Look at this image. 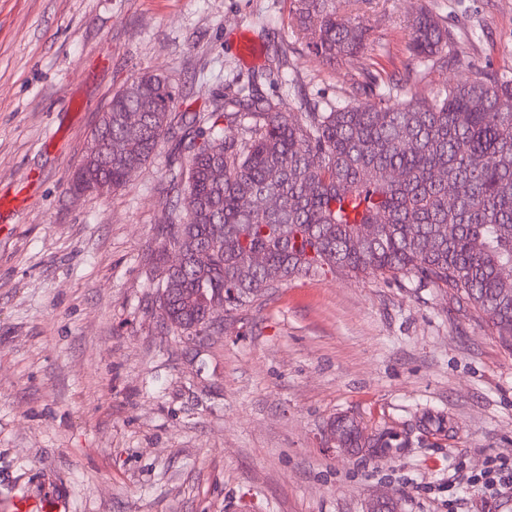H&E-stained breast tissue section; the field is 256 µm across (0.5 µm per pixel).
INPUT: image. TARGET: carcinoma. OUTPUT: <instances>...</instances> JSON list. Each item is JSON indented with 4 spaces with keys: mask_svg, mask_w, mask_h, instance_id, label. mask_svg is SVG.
<instances>
[{
    "mask_svg": "<svg viewBox=\"0 0 512 512\" xmlns=\"http://www.w3.org/2000/svg\"><path fill=\"white\" fill-rule=\"evenodd\" d=\"M292 15L312 57L383 92L290 111L251 83L178 112L166 80L141 73L112 95L73 187L121 188L173 138L164 191L185 206L162 226L156 302L182 338L292 278L366 274L447 292L512 348V77L485 66L395 100L396 86L372 75L366 29L336 0H293ZM409 29L407 80L448 67L456 37L430 8ZM226 125L238 136H224ZM172 252L186 264L168 263ZM330 428L338 447L372 457L402 447L397 434L368 435L345 415Z\"/></svg>",
    "mask_w": 512,
    "mask_h": 512,
    "instance_id": "carcinoma-1",
    "label": "carcinoma"
}]
</instances>
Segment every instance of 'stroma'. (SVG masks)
I'll list each match as a JSON object with an SVG mask.
<instances>
[{"instance_id":"35a3bbf8","label":"stroma","mask_w":512,"mask_h":512,"mask_svg":"<svg viewBox=\"0 0 512 512\" xmlns=\"http://www.w3.org/2000/svg\"><path fill=\"white\" fill-rule=\"evenodd\" d=\"M423 4L459 34L433 83L488 63L512 74V0L339 2L400 81L406 20ZM291 7L0 0V197L26 192L0 212V512L21 494L70 512H365L377 493L403 512H512V490L466 482L512 456V351L464 302L405 277H299L188 344L155 302L170 142L121 189L67 188L133 75L166 77L196 109L251 81L289 105L348 90L346 68L297 39ZM241 30L256 63L236 53ZM281 41L295 94L272 61ZM340 414L409 445L392 461L328 448ZM427 415L443 430L423 428Z\"/></svg>"}]
</instances>
